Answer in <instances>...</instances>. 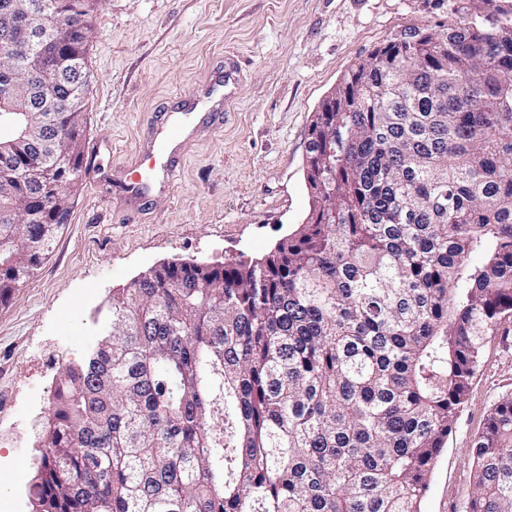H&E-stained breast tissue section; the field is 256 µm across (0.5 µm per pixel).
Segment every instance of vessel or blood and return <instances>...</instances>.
Segmentation results:
<instances>
[{"instance_id":"1","label":"vessel or blood","mask_w":512,"mask_h":512,"mask_svg":"<svg viewBox=\"0 0 512 512\" xmlns=\"http://www.w3.org/2000/svg\"><path fill=\"white\" fill-rule=\"evenodd\" d=\"M238 81L239 71L235 59L225 58L224 78L214 83L213 90L223 93L225 104H232ZM186 140L183 117L176 112L163 117L143 146L144 159L148 164L147 174L136 175L124 185L127 205H136L143 197L150 195L156 181H171L183 156Z\"/></svg>"}]
</instances>
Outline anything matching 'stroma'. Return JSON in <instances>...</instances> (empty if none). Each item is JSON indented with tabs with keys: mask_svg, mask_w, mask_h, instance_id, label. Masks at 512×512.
<instances>
[{
	"mask_svg": "<svg viewBox=\"0 0 512 512\" xmlns=\"http://www.w3.org/2000/svg\"><path fill=\"white\" fill-rule=\"evenodd\" d=\"M460 0H99L88 21L91 81L84 180L42 265L0 305V500L29 512L27 486L62 364L84 358L97 310L148 269L196 260H259L306 222L308 130L351 64L405 30L437 33ZM241 67L222 125L193 114L172 184L143 210L123 201L158 113L197 97L223 63ZM512 393V321L487 337L468 402L437 457L421 512H464L475 490L471 448Z\"/></svg>",
	"mask_w": 512,
	"mask_h": 512,
	"instance_id": "obj_1",
	"label": "stroma"
}]
</instances>
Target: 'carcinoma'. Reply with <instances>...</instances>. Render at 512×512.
Here are the masks:
<instances>
[{"label":"carcinoma","mask_w":512,"mask_h":512,"mask_svg":"<svg viewBox=\"0 0 512 512\" xmlns=\"http://www.w3.org/2000/svg\"><path fill=\"white\" fill-rule=\"evenodd\" d=\"M54 2L73 28L41 51L59 111L10 146L49 178L0 168V303L64 224L53 187L82 184L78 29L98 0ZM463 2L337 83L309 126L310 217L273 253L164 263L112 293L40 424L32 512H421L485 339L512 320V0ZM55 130L59 165L34 152ZM471 453L465 512H512V394Z\"/></svg>","instance_id":"obj_1"}]
</instances>
